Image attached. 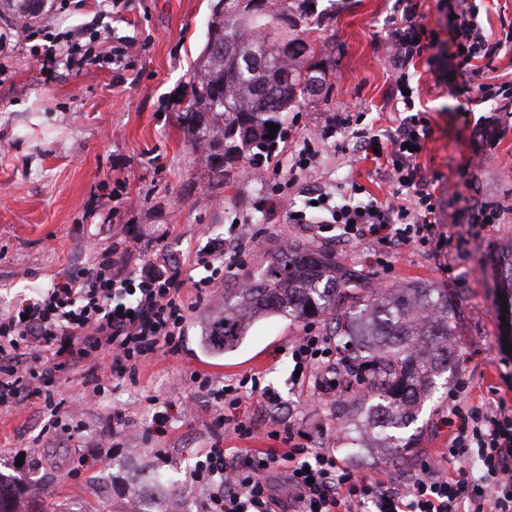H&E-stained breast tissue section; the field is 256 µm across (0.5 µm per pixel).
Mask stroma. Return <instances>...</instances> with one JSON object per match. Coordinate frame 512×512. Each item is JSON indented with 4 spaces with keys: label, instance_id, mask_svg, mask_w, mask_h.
Masks as SVG:
<instances>
[{
    "label": "stroma",
    "instance_id": "obj_1",
    "mask_svg": "<svg viewBox=\"0 0 512 512\" xmlns=\"http://www.w3.org/2000/svg\"><path fill=\"white\" fill-rule=\"evenodd\" d=\"M214 0H74L70 10L47 16L32 32L13 38L0 55V312L34 289L65 280L109 252L124 270L154 264L188 267L208 242L233 237L244 222L258 241L244 265L226 256L222 280L187 318L183 348L162 353L140 370L136 384L94 386L86 368L61 375L55 388L63 405L51 413L31 398L0 405V479L21 492L23 512H114L128 497L130 472L148 466L166 478L167 512H202L204 494L190 481L198 452L214 445L274 447L264 434L241 442L215 423L217 411L202 394L174 381L199 370L216 380L263 373L282 405V426L309 433L313 446L335 449L359 476L380 470L418 472L444 448L440 414L448 404L441 388L421 406L410 426L413 439L402 458L378 447L373 434L353 439L337 402L321 398L318 384L298 392L292 384L288 346L303 322L256 318L232 351L215 353L202 343L224 307V291L255 278L270 255L286 246H323L342 264L368 276L367 287L426 283L448 290L460 305L449 380L470 378L474 393L499 388L503 341L494 259L512 248V104L459 95L456 59L418 60L410 82L425 109L430 134L418 162L436 178L438 219L445 233L464 237L455 258L463 284L450 283L437 260L419 249L392 256L372 241L342 245L336 230L288 221L308 193L341 195L351 183L378 200L392 199L384 162L348 149L338 116L359 117L382 133L397 114L390 91L387 44L395 0H318L327 16L309 37L325 67V81L306 93L286 122L287 136L267 161L240 160L233 180L212 187L193 139L178 120L197 58L206 40ZM90 43L94 56L80 66L59 61L43 71L48 40L68 36ZM311 148L314 166H298ZM502 204L499 224L480 238L467 237L473 200ZM167 231L155 244L159 231ZM170 406L164 434L151 426L157 407ZM123 424H115L114 411ZM59 420L52 433L43 427Z\"/></svg>",
    "mask_w": 512,
    "mask_h": 512
}]
</instances>
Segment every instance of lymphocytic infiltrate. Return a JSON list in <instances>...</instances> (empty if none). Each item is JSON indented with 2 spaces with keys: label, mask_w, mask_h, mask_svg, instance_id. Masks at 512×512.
Wrapping results in <instances>:
<instances>
[{
  "label": "lymphocytic infiltrate",
  "mask_w": 512,
  "mask_h": 512,
  "mask_svg": "<svg viewBox=\"0 0 512 512\" xmlns=\"http://www.w3.org/2000/svg\"><path fill=\"white\" fill-rule=\"evenodd\" d=\"M457 2L452 41L464 76L462 94L486 102L512 99V81H491L485 71L503 41L485 35L477 5ZM440 46L437 31L424 22L420 0H398L389 44L393 96L408 116L384 136L352 128L345 117L338 124L350 129L356 151L384 154L399 199L361 201L357 184L338 202L324 190L311 195L317 222L341 225L349 241H375L396 252L421 248L435 256L453 241L437 219L434 181L417 162L430 127L416 115L415 98L406 92L411 66ZM224 254L219 241L196 253L193 265L206 275L186 281L159 267L118 270L105 253L75 276L8 308L0 314V404L36 397L58 409L54 392L44 388L46 380L83 365L93 372L109 370L113 385L136 383L149 358L180 350L187 313L194 301L209 295ZM291 357L300 372L293 384L304 392L316 373L335 361L336 345L308 325L292 343ZM184 382L221 406L217 424L239 439L257 432L253 418L240 411L245 399L259 397L269 409L279 402L255 376L219 384L194 372ZM470 392L463 378L449 389L442 420L448 446L423 463L419 475L405 480L357 476L332 449L309 447L307 433L291 427L267 432L270 439L282 440L280 451L217 446L201 451L190 479L206 493V512H275L278 499L267 480L275 471L288 475V512H512V406L500 396L473 400Z\"/></svg>",
  "instance_id": "f902f5d3"
}]
</instances>
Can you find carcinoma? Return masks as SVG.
<instances>
[{"label": "carcinoma", "mask_w": 512, "mask_h": 512, "mask_svg": "<svg viewBox=\"0 0 512 512\" xmlns=\"http://www.w3.org/2000/svg\"><path fill=\"white\" fill-rule=\"evenodd\" d=\"M45 0H18L12 18L22 24L43 16ZM317 0H217L205 47L191 78L180 120L197 133L216 185L245 157H270L281 139L285 114L325 72L312 60L311 24H321ZM278 125L272 133L267 124ZM273 137H268V134ZM505 299L512 301V249L498 259ZM365 276L328 248H288L273 255L261 278L224 289V315L206 329L205 344L231 351L252 319L275 314L291 321L330 316L331 335L347 346L348 363L376 403L355 399L343 415L356 429L378 431L386 448H408L400 430L416 421L436 378L448 372L450 341L460 309L448 289L433 285L376 291ZM161 512L156 473H135ZM0 512H19L17 493L0 480Z\"/></svg>", "instance_id": "cac0c4a2"}]
</instances>
